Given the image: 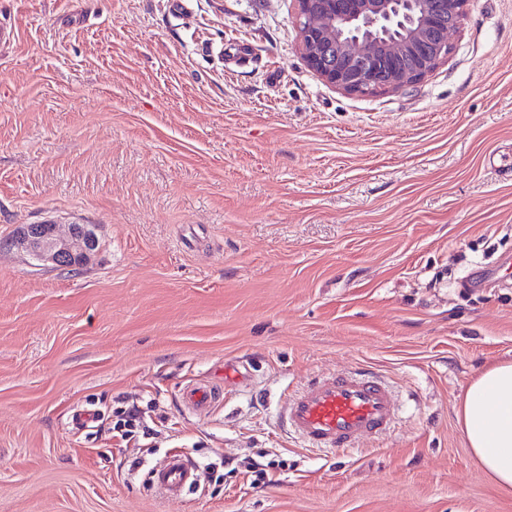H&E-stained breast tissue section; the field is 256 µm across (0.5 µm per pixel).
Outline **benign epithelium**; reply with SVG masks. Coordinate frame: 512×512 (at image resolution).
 <instances>
[{"label":"benign epithelium","instance_id":"1","mask_svg":"<svg viewBox=\"0 0 512 512\" xmlns=\"http://www.w3.org/2000/svg\"><path fill=\"white\" fill-rule=\"evenodd\" d=\"M299 51L326 84L349 94L399 91L447 61L448 34L467 0H294ZM36 259L80 268L99 247L95 230L29 224L20 239Z\"/></svg>","mask_w":512,"mask_h":512}]
</instances>
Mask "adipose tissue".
I'll use <instances>...</instances> for the list:
<instances>
[{
    "label": "adipose tissue",
    "instance_id": "1",
    "mask_svg": "<svg viewBox=\"0 0 512 512\" xmlns=\"http://www.w3.org/2000/svg\"><path fill=\"white\" fill-rule=\"evenodd\" d=\"M457 419L474 459L500 487L512 488V362L471 381Z\"/></svg>",
    "mask_w": 512,
    "mask_h": 512
}]
</instances>
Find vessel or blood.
<instances>
[{"label":"vessel or blood","instance_id":"1","mask_svg":"<svg viewBox=\"0 0 512 512\" xmlns=\"http://www.w3.org/2000/svg\"><path fill=\"white\" fill-rule=\"evenodd\" d=\"M181 398L188 411L206 414L222 402L223 391L197 382L185 386ZM397 413L391 388L377 375L357 369L308 380L289 398L283 420L307 447L333 454L358 450L364 437L383 435ZM151 479L161 494L177 496L194 484L195 467L172 454L152 468Z\"/></svg>","mask_w":512,"mask_h":512}]
</instances>
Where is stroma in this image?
I'll return each instance as SVG.
<instances>
[{"label":"stroma","mask_w":512,"mask_h":512,"mask_svg":"<svg viewBox=\"0 0 512 512\" xmlns=\"http://www.w3.org/2000/svg\"><path fill=\"white\" fill-rule=\"evenodd\" d=\"M2 24L0 512H512L455 415L512 360V0H468L447 62L363 95L308 68L293 0H0ZM44 222L99 248L37 260ZM232 359L250 384L184 409ZM359 368L394 427L305 447L290 391ZM174 453L199 479L165 498ZM36 259L52 262L58 267L80 268L99 247L95 230L85 224H70L62 235L57 224H30L20 239ZM185 408L197 414L214 410L223 401V390L209 382H197L185 386L181 393Z\"/></svg>","instance_id":"1"}]
</instances>
